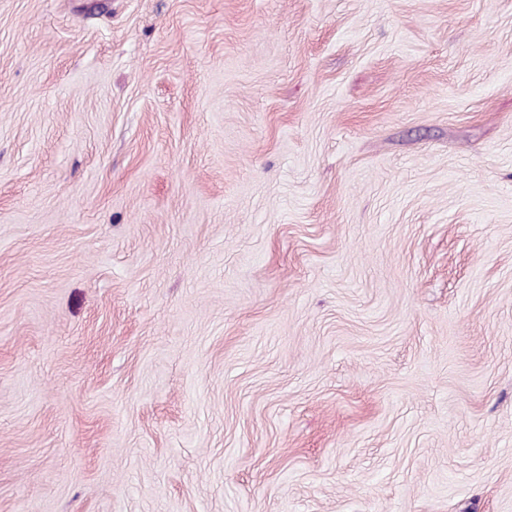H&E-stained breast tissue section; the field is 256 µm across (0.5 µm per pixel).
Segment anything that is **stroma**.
I'll return each mask as SVG.
<instances>
[{
    "label": "stroma",
    "instance_id": "obj_1",
    "mask_svg": "<svg viewBox=\"0 0 512 512\" xmlns=\"http://www.w3.org/2000/svg\"><path fill=\"white\" fill-rule=\"evenodd\" d=\"M0 512H512V0H0Z\"/></svg>",
    "mask_w": 512,
    "mask_h": 512
}]
</instances>
